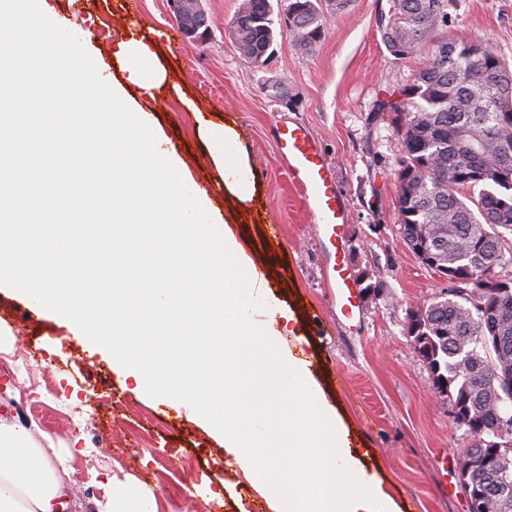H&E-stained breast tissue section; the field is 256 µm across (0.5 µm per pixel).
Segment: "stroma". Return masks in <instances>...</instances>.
Wrapping results in <instances>:
<instances>
[{"label":"stroma","mask_w":512,"mask_h":512,"mask_svg":"<svg viewBox=\"0 0 512 512\" xmlns=\"http://www.w3.org/2000/svg\"><path fill=\"white\" fill-rule=\"evenodd\" d=\"M241 2L203 0L211 33L192 42L179 36L169 0H50L60 16L82 19L107 62L113 39L130 26L154 32L157 57L181 90L152 102L157 122L194 180L233 214L234 231L274 297L295 313L292 351L311 361L368 473L400 512H468L450 476L470 437L407 334L409 310L443 296L448 280L403 243L400 138L390 115L377 112L386 90L410 83L423 60H394L382 42L377 17L391 0H350L342 12L325 10V36L311 51L282 34L257 67L235 51L227 28ZM449 13V37L487 42L512 65V0H455ZM271 81L287 89V100L269 97ZM200 115L240 134L256 172L246 208L224 195L197 130ZM282 118L309 128L344 199L355 323L337 319L328 280L333 260L278 158L272 126ZM0 324L16 337L12 362L0 359V415L34 420L53 438L75 498L63 512H97L113 478L128 475L155 492L159 512H203L208 503L213 512H269L194 415L135 392L110 355L73 336L52 313L0 288Z\"/></svg>","instance_id":"stroma-1"}]
</instances>
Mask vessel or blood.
Returning a JSON list of instances; mask_svg holds the SVG:
<instances>
[{"label": "vessel or blood", "mask_w": 512, "mask_h": 512, "mask_svg": "<svg viewBox=\"0 0 512 512\" xmlns=\"http://www.w3.org/2000/svg\"><path fill=\"white\" fill-rule=\"evenodd\" d=\"M272 135L290 182L315 218L316 230L340 237L344 206L310 131L300 123H282L273 126ZM332 286L340 314L345 319H353L357 305L342 266H335Z\"/></svg>", "instance_id": "1"}]
</instances>
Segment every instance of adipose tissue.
I'll return each instance as SVG.
<instances>
[{"label":"adipose tissue","mask_w":512,"mask_h":512,"mask_svg":"<svg viewBox=\"0 0 512 512\" xmlns=\"http://www.w3.org/2000/svg\"><path fill=\"white\" fill-rule=\"evenodd\" d=\"M0 29V96L24 100L0 113V280L111 354L136 391L196 412L271 512H399L288 348L293 313L269 316L263 272L140 105L168 86L150 39L124 34L105 64L48 0H0ZM199 130L249 203L238 133ZM50 441L0 418V512H55L66 486ZM158 510L151 489L116 483L104 512Z\"/></svg>","instance_id":"obj_1"}]
</instances>
